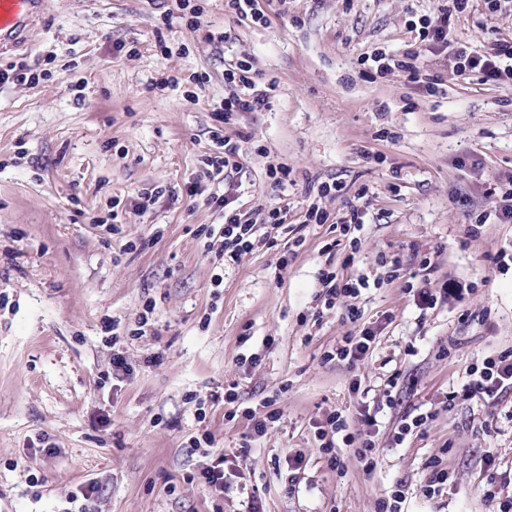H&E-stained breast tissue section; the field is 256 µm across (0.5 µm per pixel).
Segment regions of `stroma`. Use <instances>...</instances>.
I'll return each instance as SVG.
<instances>
[{
	"mask_svg": "<svg viewBox=\"0 0 512 512\" xmlns=\"http://www.w3.org/2000/svg\"><path fill=\"white\" fill-rule=\"evenodd\" d=\"M194 2L197 30L175 0H40L39 22L0 50V67L46 73L0 88V512H79L71 494L91 480V512H249L255 498L264 512H377L399 482L404 512H496L481 494L483 457L512 474V420L481 400L443 402L472 363L512 349V223L471 229L496 205L489 186L512 181V92L457 76L443 54L424 62L441 80L434 96L399 73L362 76L367 54L414 46L437 0H272L264 26L224 0ZM451 36L511 41L512 5L491 15L473 0ZM235 58L271 93L228 123L220 104ZM197 72L209 76L199 91L188 81ZM215 131L243 144L238 168L212 180L202 160ZM278 163L290 175L275 189L266 172ZM332 181L344 192L318 196ZM155 187L164 195L138 208ZM360 191L367 216L349 265L345 250L323 252L328 225L303 219L313 202L344 215ZM227 192L244 214L287 204L303 245L281 235L218 267L208 232L224 213L202 198ZM414 249L436 265L432 287L464 288L463 298L423 311L402 281L363 289L354 304L377 334L373 353L325 360L356 328L342 303L315 318L322 271L373 279L380 254ZM117 353L127 370L116 378ZM251 354L258 364H241ZM395 372L402 392L378 415L375 470L349 448L331 469L316 423L335 410L356 418L365 398L381 404ZM231 384L246 405L276 401L281 417L258 441L247 420L224 417ZM420 405L437 417L392 447L398 417ZM206 432L227 459L220 499L200 479L208 457L188 443ZM295 453L304 466L292 487ZM435 458L453 478L428 499Z\"/></svg>",
	"mask_w": 512,
	"mask_h": 512,
	"instance_id": "stroma-1",
	"label": "stroma"
}]
</instances>
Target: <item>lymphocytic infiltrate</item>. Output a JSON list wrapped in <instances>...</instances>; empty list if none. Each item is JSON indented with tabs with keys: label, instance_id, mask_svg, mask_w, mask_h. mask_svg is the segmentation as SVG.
<instances>
[{
	"label": "lymphocytic infiltrate",
	"instance_id": "obj_1",
	"mask_svg": "<svg viewBox=\"0 0 512 512\" xmlns=\"http://www.w3.org/2000/svg\"><path fill=\"white\" fill-rule=\"evenodd\" d=\"M471 0H445L435 18H423L419 32V44L403 54H390L377 50L369 57L366 77L377 78L392 72L404 74L416 88L432 94L437 90L436 79L423 71L420 61L426 55L450 53L458 75L481 74L484 80L500 84L502 88H512V41H496L486 47L451 46L448 39L451 24L455 17L466 12ZM224 79L233 85L234 91L225 97L222 110L225 117L238 112H253L266 101L264 90L258 89L253 78V67L247 62H239L226 69ZM224 211V225L220 231L222 241L219 259L225 264L240 263L243 257L251 254L259 245V224H266L275 234L287 232L288 210L284 207H271L260 214L258 221L243 220L232 201L227 197L216 200ZM366 214L364 207L351 206L345 216L331 218L330 214L316 205H309L306 221L310 224L334 222L337 236L326 243V250L346 246L351 253H358L360 239L358 232ZM346 318L359 324L356 335L344 337L335 350L326 354L327 360H341L356 363L367 358L374 350L375 332L361 325L362 314L356 307H348ZM512 393V352L506 351L491 355L468 370L466 382L460 392H449L446 403L454 405L457 397L479 398L493 405H501L505 395ZM360 430H353L346 415L332 412L318 428L320 449L329 461H336L338 446L352 448L365 471H373L377 465L375 427L377 418L369 406H362L358 412Z\"/></svg>",
	"mask_w": 512,
	"mask_h": 512
}]
</instances>
